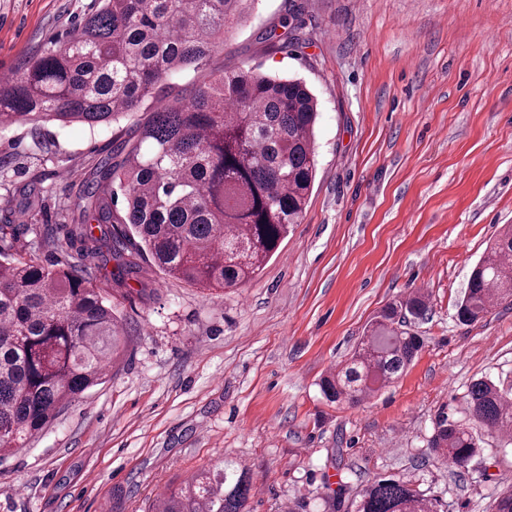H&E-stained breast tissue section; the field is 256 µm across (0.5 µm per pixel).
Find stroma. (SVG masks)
Segmentation results:
<instances>
[{
	"label": "stroma",
	"instance_id": "1",
	"mask_svg": "<svg viewBox=\"0 0 512 512\" xmlns=\"http://www.w3.org/2000/svg\"><path fill=\"white\" fill-rule=\"evenodd\" d=\"M256 0L210 65L306 82L319 103L317 174L289 237L243 286L203 296L144 264L125 285L97 277L127 338L103 382L0 462V512H144L158 490L231 458L250 512H354L389 475L444 512H490L512 490V438L486 428L461 469L429 448L439 414L468 423L479 378L512 386V305L466 325L458 304L487 244L512 226V0ZM94 0H0V71L15 72ZM302 27L288 49L263 31ZM131 119L0 132V205L17 242L69 224L82 180ZM39 189L37 217L23 209ZM424 344L393 383L351 406L323 379L373 317L414 291Z\"/></svg>",
	"mask_w": 512,
	"mask_h": 512
}]
</instances>
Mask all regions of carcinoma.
<instances>
[{"mask_svg": "<svg viewBox=\"0 0 512 512\" xmlns=\"http://www.w3.org/2000/svg\"><path fill=\"white\" fill-rule=\"evenodd\" d=\"M65 41L0 79V132L17 124L78 122L89 127L144 112L138 138L118 139L76 203L79 243L62 264L14 251L11 209L0 216V461L26 447L72 401L100 384L124 342L109 292L95 271L120 260L116 284L147 258L168 276L202 290L237 288L256 277L306 207L315 177L318 103L299 79L248 66H203L256 0H100ZM122 194L124 215L114 209ZM37 247L57 248L48 224ZM512 302V227L474 267L458 317L474 323ZM420 295L388 305L351 357L323 383L340 403L357 404L390 383L422 338ZM466 410L479 425L512 432V397L477 380ZM432 446L465 467L480 453L473 431L442 415ZM251 476L232 459L169 490L159 512H244ZM355 512H440L438 501L400 477H380L358 493Z\"/></svg>", "mask_w": 512, "mask_h": 512, "instance_id": "1", "label": "carcinoma"}]
</instances>
